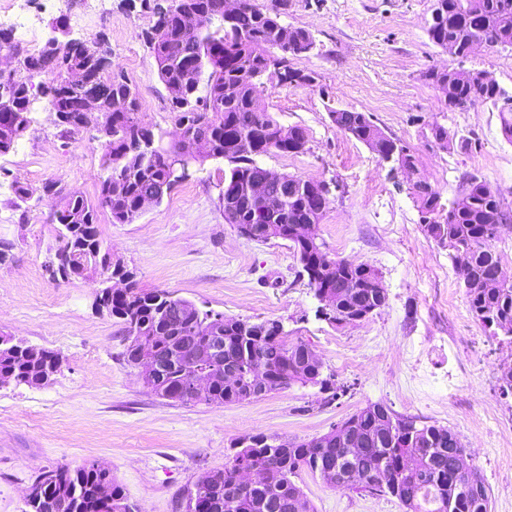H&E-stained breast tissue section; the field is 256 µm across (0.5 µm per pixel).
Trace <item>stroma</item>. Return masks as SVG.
I'll return each instance as SVG.
<instances>
[{"instance_id": "1", "label": "stroma", "mask_w": 512, "mask_h": 512, "mask_svg": "<svg viewBox=\"0 0 512 512\" xmlns=\"http://www.w3.org/2000/svg\"><path fill=\"white\" fill-rule=\"evenodd\" d=\"M278 6L284 23L308 30L317 48L293 58L314 73L312 88L266 84L261 107L281 124L301 125L303 152L271 154L272 170L323 180L332 189L314 234L335 259L376 268L386 305L368 318L338 325L317 313L288 241L259 242L224 218L225 164L194 165L188 181L132 223L98 214L105 246L133 273L136 287L164 290L197 306L253 322L281 321L289 340L307 343L345 392L287 389L224 405H181L150 392L137 366L123 358L125 334L116 318L94 306V279L52 281L45 269L60 246L56 201L42 195L58 181L88 201L99 194L101 146L92 133L60 138L46 100L36 121L0 166L41 197L27 210L0 178V243L13 248L0 264V333L56 351L62 358L48 384L0 387V512H27L26 493L52 466L96 462L107 467L134 512H184V493L205 471L223 468L241 438L266 435L304 442L371 403L396 414L450 428L484 480L490 512H512V397L499 390L512 344L494 337L472 313L463 277L448 249L430 237L405 174L339 131L336 108L371 115L414 155L418 176L453 200L465 175L485 181L512 210V141L492 104L446 111L425 78L451 66L487 72L512 91V47L472 49L453 59L426 32L432 0H256ZM37 17L38 52L56 23L76 38L105 34L112 67L139 93L146 122L177 133L168 92L142 34L149 15L129 0H16ZM477 140L467 151L435 142L431 126ZM313 512H405L388 495L357 493L301 472L295 479Z\"/></svg>"}]
</instances>
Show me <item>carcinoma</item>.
Masks as SVG:
<instances>
[{"label":"carcinoma","instance_id":"cac0c4a2","mask_svg":"<svg viewBox=\"0 0 512 512\" xmlns=\"http://www.w3.org/2000/svg\"><path fill=\"white\" fill-rule=\"evenodd\" d=\"M173 11L161 14L144 40L154 56L158 75L165 87L177 86L180 97L170 100V111L184 133L200 141L194 162L223 160L224 188L240 191L254 183L266 182L270 190L277 183L268 180L271 169L260 163L270 154H296L297 143L307 137L299 125L284 127L269 112H256L254 97L268 79V63L282 58L289 50L301 48L310 40L309 33L290 27L280 20L275 8H263L255 0H243L233 17L224 19V0H172ZM437 11L427 29L429 40L448 56H460L481 41L512 47V0H433ZM199 14L202 23L187 33L178 14ZM20 48L15 69L0 71V156L14 150L33 122L34 99L31 80L45 76L41 93L51 109L66 115L58 122L60 137L94 128L101 138V167L105 173L97 203L75 192H67L58 181L43 185V194L59 199L54 217L65 234L59 250H68L73 260H86L106 267V247L98 225V209L109 210L112 223L128 224L139 217V204L148 194L157 202L187 177L182 174L184 160L177 145L166 142V132L145 122L143 106L125 77L109 71L110 48L88 55L82 46H53L48 43L37 53L22 48L14 29L0 27V48ZM85 69L86 79L70 81L75 67ZM427 80L443 88L448 104L465 111L479 103L498 108L506 136L512 138V92L503 87L485 85L465 70L432 68ZM205 94H200V90ZM95 95L104 97L103 114L81 119L80 104ZM340 131L368 146L378 138L380 152L398 148L400 161L414 170L409 148L391 138L363 112L343 109L331 112ZM288 134H283V129ZM412 195L425 220L426 232L448 247L449 257L465 268L464 288L471 311L484 325H491L495 335L512 339V283L500 276V257L492 242L499 237L497 223L507 218L503 205L487 184L476 175L466 178L463 192L445 205L438 190L419 187ZM328 205L325 192L310 186L307 180L288 176V216L309 224L319 223ZM240 219L225 220L240 228L248 225L259 241L280 239L293 244L308 286L315 298L331 314L330 321L341 323L352 312L376 308L380 302L377 289L370 287L379 276L374 267L361 263L349 266L340 259L334 274L321 268L320 245L301 241L293 235V225L256 205L239 204ZM107 313L123 325L129 344L125 357L138 364L143 350H153L162 358L185 342L204 341L211 336L224 338V362L237 366L238 384L224 381L220 370L203 367L213 377L205 396L186 399L182 388L188 384L189 371L171 370L162 381L144 378L155 394L181 404H224L248 400L249 378L255 353L264 355L272 373L269 391L300 384L316 386L322 379L323 362L302 341L291 342L288 332L277 320L253 323L199 308L164 290L145 291L134 286L126 293L104 300ZM56 352L29 348L18 343L0 348V385L11 382L32 385L51 367ZM397 426L391 427V421ZM348 421L354 423L353 437L360 443L350 456L344 442L334 431L308 442H276L255 435L239 442L222 470L206 471L196 480L198 512H207L211 497L224 496L234 471L248 464H263L273 457L277 465L267 482L238 497L227 512H311L302 489L293 481L307 470L331 484L336 473L349 467L355 472L351 488L372 492L365 482L382 472L391 475L384 493L395 497L406 512H489V496L478 470L474 484L459 485L454 472L463 446L451 429L435 424H417L410 417L395 414L382 403L361 409ZM54 476L49 495L38 502H27L29 512H53V501L76 499L79 512H109L101 488L112 487V495L123 496L110 472L94 462L77 468L57 465L48 470Z\"/></svg>","mask_w":512,"mask_h":512}]
</instances>
